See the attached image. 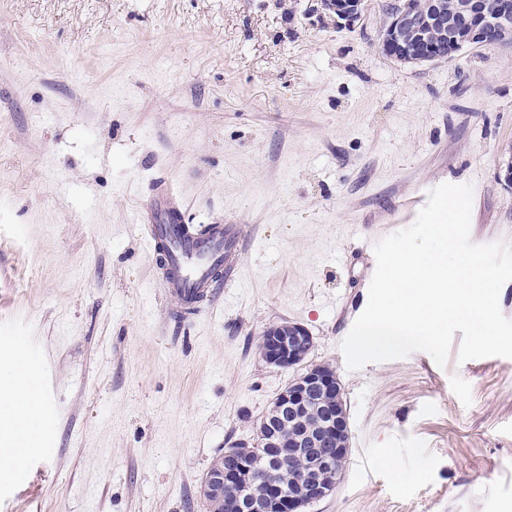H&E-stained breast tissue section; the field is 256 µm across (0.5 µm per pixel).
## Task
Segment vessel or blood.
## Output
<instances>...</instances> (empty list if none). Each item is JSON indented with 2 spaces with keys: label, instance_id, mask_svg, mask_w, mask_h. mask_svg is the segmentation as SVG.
I'll list each match as a JSON object with an SVG mask.
<instances>
[{
  "label": "vessel or blood",
  "instance_id": "obj_1",
  "mask_svg": "<svg viewBox=\"0 0 512 512\" xmlns=\"http://www.w3.org/2000/svg\"><path fill=\"white\" fill-rule=\"evenodd\" d=\"M141 220L149 225L150 252L163 256L167 288L179 298L182 314L198 313L214 301L219 284L232 282L244 243L237 225L206 224L190 230L177 197L163 181L155 184Z\"/></svg>",
  "mask_w": 512,
  "mask_h": 512
}]
</instances>
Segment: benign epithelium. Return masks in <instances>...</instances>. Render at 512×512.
I'll return each mask as SVG.
<instances>
[{"instance_id": "obj_1", "label": "benign epithelium", "mask_w": 512, "mask_h": 512, "mask_svg": "<svg viewBox=\"0 0 512 512\" xmlns=\"http://www.w3.org/2000/svg\"><path fill=\"white\" fill-rule=\"evenodd\" d=\"M363 0H320V10L353 25ZM382 49L402 64L453 57L474 44H490L512 36V0H393L385 9ZM448 40V55L435 52ZM314 347L302 326L283 322L269 327L262 358L281 368L305 365L277 396L257 431L254 446L276 448L263 466L252 461L253 450L241 443L214 460L199 486L209 512H304L328 496L343 473L349 453V429L343 391L334 371L324 364H305ZM299 468L301 481L287 485L280 475Z\"/></svg>"}]
</instances>
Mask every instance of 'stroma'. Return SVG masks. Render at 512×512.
<instances>
[{
    "label": "stroma",
    "instance_id": "1",
    "mask_svg": "<svg viewBox=\"0 0 512 512\" xmlns=\"http://www.w3.org/2000/svg\"><path fill=\"white\" fill-rule=\"evenodd\" d=\"M387 2L349 28L317 0H0V384L25 337L49 410L0 512H207L204 473L299 373L260 355L280 322L366 443L307 512H512V358L351 371L341 349L376 268L358 249L409 197L472 185L471 241L512 244V39L403 65ZM159 179L248 240L182 320L140 220Z\"/></svg>",
    "mask_w": 512,
    "mask_h": 512
}]
</instances>
